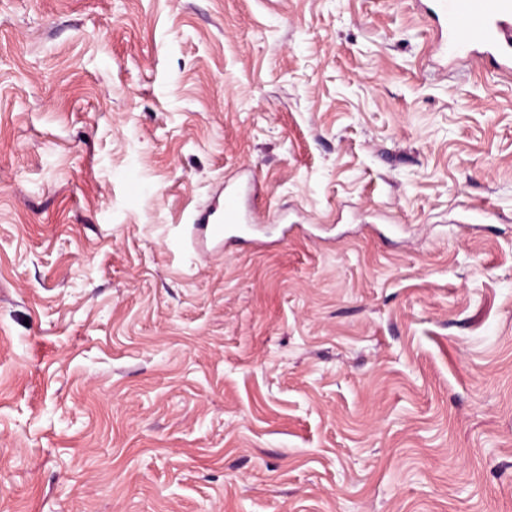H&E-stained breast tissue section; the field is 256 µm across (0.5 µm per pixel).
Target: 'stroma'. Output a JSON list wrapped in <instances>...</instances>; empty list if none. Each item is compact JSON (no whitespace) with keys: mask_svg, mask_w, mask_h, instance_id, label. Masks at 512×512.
<instances>
[{"mask_svg":"<svg viewBox=\"0 0 512 512\" xmlns=\"http://www.w3.org/2000/svg\"><path fill=\"white\" fill-rule=\"evenodd\" d=\"M434 37L0 0V512H512V78ZM265 221V215L247 203L239 188L225 182L222 199L199 210L193 217L192 226L205 239L224 242L226 224H259Z\"/></svg>","mask_w":512,"mask_h":512,"instance_id":"35a3bbf8","label":"stroma"}]
</instances>
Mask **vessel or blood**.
Returning a JSON list of instances; mask_svg holds the SVG:
<instances>
[{
  "instance_id": "obj_1",
  "label": "vessel or blood",
  "mask_w": 512,
  "mask_h": 512,
  "mask_svg": "<svg viewBox=\"0 0 512 512\" xmlns=\"http://www.w3.org/2000/svg\"><path fill=\"white\" fill-rule=\"evenodd\" d=\"M431 13L440 60L464 63L486 59L498 71L512 73V0H432ZM265 220L239 188L228 185L221 200L194 215L192 226L205 239L219 242L226 225Z\"/></svg>"
}]
</instances>
